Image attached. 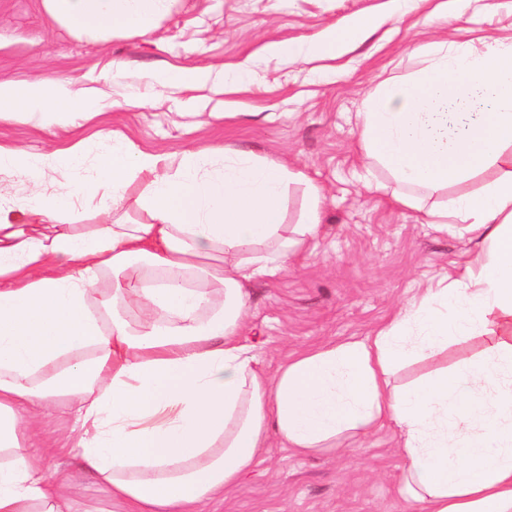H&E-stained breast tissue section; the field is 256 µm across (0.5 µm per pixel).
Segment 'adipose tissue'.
Wrapping results in <instances>:
<instances>
[{
	"label": "adipose tissue",
	"mask_w": 512,
	"mask_h": 512,
	"mask_svg": "<svg viewBox=\"0 0 512 512\" xmlns=\"http://www.w3.org/2000/svg\"><path fill=\"white\" fill-rule=\"evenodd\" d=\"M169 0H42L79 36L153 32ZM373 14L318 42L273 41V56L335 57L376 28ZM66 82L0 81V120L41 127L91 119ZM361 147L395 200L468 235L462 271L360 340L299 352L267 375L242 330L246 286L288 269L323 220L308 183L300 224L282 198L302 172L252 152L194 146L179 163L116 135L91 175L43 190L77 147L38 156L0 146V169L34 194L0 197V512H72L27 444L24 420L67 402L82 467L132 512H197L263 460L271 440L300 455L391 423L403 495L425 512H512V38L440 43L405 81L365 102ZM481 188L435 202L487 170ZM130 213L67 224L75 205ZM483 330L478 362L407 389L413 353Z\"/></svg>",
	"instance_id": "1"
}]
</instances>
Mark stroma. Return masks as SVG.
<instances>
[{
    "mask_svg": "<svg viewBox=\"0 0 512 512\" xmlns=\"http://www.w3.org/2000/svg\"><path fill=\"white\" fill-rule=\"evenodd\" d=\"M438 2L424 0L403 15L390 0H172L151 37L93 40L49 26L41 0H0V81L72 79L102 107L75 127L0 121V144L39 155L78 143L88 167L116 132L176 161L197 144H232L306 175L284 198L289 225L300 221L307 182L321 186L317 239L287 273L248 288L243 333L272 375L295 351L371 335L421 288L467 259L466 238L422 223L419 213L378 189L385 176L360 145L358 114L379 83L400 81L415 69L416 55L434 44L512 29V0H489L490 13L475 17L463 33L451 18L425 21ZM362 14L377 15L378 27L336 58L288 60L260 52L271 41L321 40L329 28ZM115 60L124 65L117 80L109 70ZM221 65L227 72L220 84L163 88L145 78L167 66ZM487 344L483 335L449 341L447 353L399 368L395 382L404 386L479 359ZM72 426L65 403H56L43 426L48 476L64 482L76 512H129L73 455L52 448ZM399 440L398 427L388 423L312 455L273 445L244 482L224 499L201 504L200 512H421L397 491Z\"/></svg>",
    "mask_w": 512,
    "mask_h": 512,
    "instance_id": "obj_1",
    "label": "stroma"
}]
</instances>
